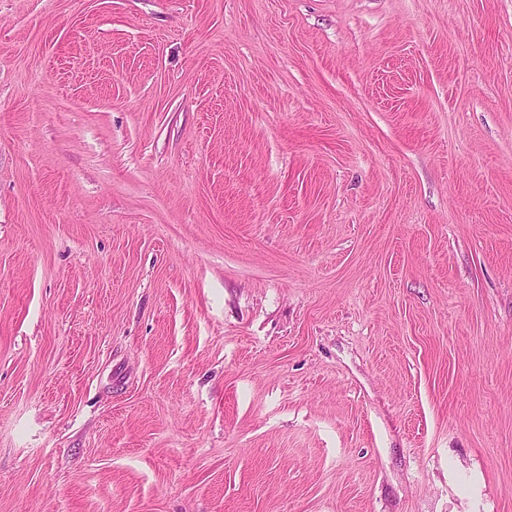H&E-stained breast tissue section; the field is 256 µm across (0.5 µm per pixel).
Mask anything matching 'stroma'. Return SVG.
Masks as SVG:
<instances>
[{
  "mask_svg": "<svg viewBox=\"0 0 512 512\" xmlns=\"http://www.w3.org/2000/svg\"><path fill=\"white\" fill-rule=\"evenodd\" d=\"M0 512H512V0H0Z\"/></svg>",
  "mask_w": 512,
  "mask_h": 512,
  "instance_id": "1",
  "label": "stroma"
}]
</instances>
